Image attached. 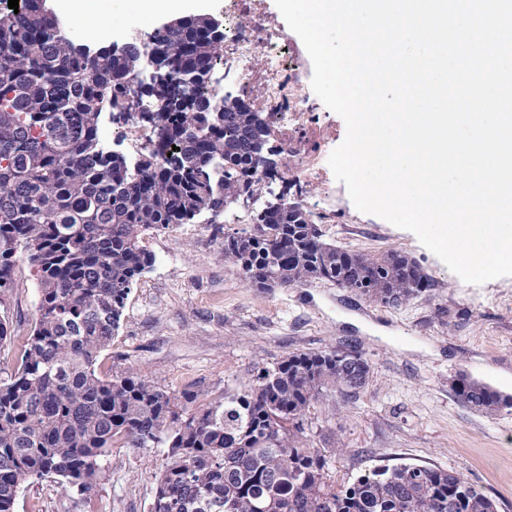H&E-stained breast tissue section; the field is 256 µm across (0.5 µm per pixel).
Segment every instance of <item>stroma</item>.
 Masks as SVG:
<instances>
[{"instance_id": "1", "label": "stroma", "mask_w": 512, "mask_h": 512, "mask_svg": "<svg viewBox=\"0 0 512 512\" xmlns=\"http://www.w3.org/2000/svg\"><path fill=\"white\" fill-rule=\"evenodd\" d=\"M262 12L288 39V78L309 101L299 130L310 151L341 144L344 120L311 88L312 62L274 0H246L245 25ZM304 207L328 212L326 240L346 250H397L431 281L427 292L392 307L329 281L294 288H255L224 260L234 212L202 216L142 239L155 263L133 288L120 328L96 363L99 374L129 367L174 395L194 393L196 408L247 388L259 369L293 352H362L371 372L356 397L323 392L304 418L314 447L325 452L329 480L340 485L377 466L415 463L454 469L512 512V408L492 414L463 406L449 381L468 376L512 395V276L463 282L407 230L359 212L344 183L301 186ZM15 286L0 316L31 332L38 319V280L17 254ZM167 448L124 442L100 461L94 495L62 491L48 477L25 483L14 512H150Z\"/></svg>"}]
</instances>
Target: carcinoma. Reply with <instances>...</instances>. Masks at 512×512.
Returning <instances> with one entry per match:
<instances>
[{"mask_svg":"<svg viewBox=\"0 0 512 512\" xmlns=\"http://www.w3.org/2000/svg\"><path fill=\"white\" fill-rule=\"evenodd\" d=\"M47 2L0 8V292L14 287L20 251L39 284L31 333L10 331L0 316V344L13 338L21 352L17 373L0 383V512H14L19 476L90 495L99 460L121 438L167 447L150 512H498L462 473L437 466L376 467L329 483L304 416L324 389L366 386L371 368L356 348L292 353L186 417L194 397L182 403L130 368L96 372L155 262L141 236L249 200L256 179L279 175L277 152L267 113L240 98L218 102L203 84L177 112L165 87L134 86L147 59L205 80L224 52L214 18H179L141 47L93 49L65 36ZM133 93L166 101L148 119L160 142L135 171L99 145L102 114L126 115ZM224 259L257 288L325 280L399 306L428 287L408 255L344 250L288 199L224 235ZM453 391L483 413L512 407L511 395L464 373Z\"/></svg>","mask_w":512,"mask_h":512,"instance_id":"obj_1","label":"carcinoma"}]
</instances>
